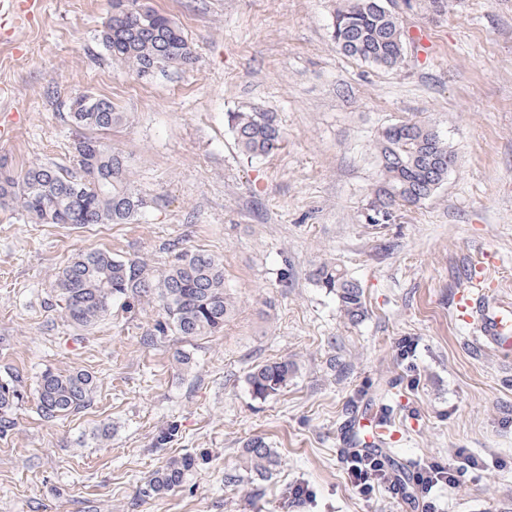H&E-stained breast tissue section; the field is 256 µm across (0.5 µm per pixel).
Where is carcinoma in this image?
<instances>
[{
  "mask_svg": "<svg viewBox=\"0 0 512 512\" xmlns=\"http://www.w3.org/2000/svg\"><path fill=\"white\" fill-rule=\"evenodd\" d=\"M394 0H342L334 10L332 37L348 57L394 69L406 60L407 34ZM112 59L141 77L181 68L194 60V49L170 17L145 0H112V17L100 31ZM72 98V123L91 132L75 142L72 169L33 165L14 173L0 165V208H17L30 224H132L151 207V200L131 188L126 158L97 134L125 120L106 98ZM227 126L240 152L258 159L279 150L284 134L276 116L258 108L226 113ZM379 186L373 211L389 218L394 207L417 206L447 179L456 155L448 141L428 122L408 120L384 128L376 141ZM316 283L338 299L345 316L359 322L366 316L361 286L340 270L322 265ZM55 287L65 317L88 328L111 315L112 302L146 301L158 307L150 336H177L192 341L224 330L233 304L224 284V264L207 250L180 248L164 267L153 269L138 259H121L100 249L81 253L57 275ZM295 374L286 359L259 366L248 376L252 395L266 400L280 394ZM97 382L85 370L44 371L35 390L36 411L45 421L78 413L94 401ZM25 391L17 378L0 377V438L16 429V410ZM244 453L251 469L271 474L276 453L262 439L247 443ZM193 454L171 458L139 489L144 497L164 495L182 486L198 468Z\"/></svg>",
  "mask_w": 512,
  "mask_h": 512,
  "instance_id": "carcinoma-1",
  "label": "carcinoma"
}]
</instances>
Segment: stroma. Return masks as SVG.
<instances>
[{"label":"stroma","instance_id":"obj_1","mask_svg":"<svg viewBox=\"0 0 512 512\" xmlns=\"http://www.w3.org/2000/svg\"><path fill=\"white\" fill-rule=\"evenodd\" d=\"M196 49L186 69L145 79L99 42L112 0H37L0 23V160L19 170L70 165L81 134L69 100L103 96L125 112L104 136L132 187L153 198L135 224H31L0 209V376L27 393L0 439V512H419L347 475L352 411L384 412L390 474L412 478L466 449L474 480L434 488V512H512V360L477 349L453 298L461 274L493 253L491 291L512 295V0H423L397 10L410 35L389 70L339 53L338 0H148ZM275 113V154L247 160L227 111ZM431 122L457 162L417 206L371 223L379 131ZM224 262L234 304L223 332L183 342L152 336L154 305L112 304L95 326L62 314L56 276L90 248L163 267L173 246ZM330 265L357 280L367 309L348 321L313 276ZM416 341L401 359L400 339ZM189 352V366L176 350ZM296 365L279 395L253 397L248 375ZM97 380L89 409L42 420L32 396L44 370ZM178 432L154 447L158 432ZM261 437L280 464L251 475L243 453ZM204 462L160 497L139 488L174 456ZM304 484L310 501L290 492Z\"/></svg>","mask_w":512,"mask_h":512}]
</instances>
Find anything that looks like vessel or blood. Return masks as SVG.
Masks as SVG:
<instances>
[{
  "instance_id": "vessel-or-blood-1",
  "label": "vessel or blood",
  "mask_w": 512,
  "mask_h": 512,
  "mask_svg": "<svg viewBox=\"0 0 512 512\" xmlns=\"http://www.w3.org/2000/svg\"><path fill=\"white\" fill-rule=\"evenodd\" d=\"M491 257L468 266L455 296V308L461 319L477 323L485 345L504 355L512 354V298L492 294L486 289V272ZM387 428L371 412L353 415L344 428L346 444L362 446L383 443Z\"/></svg>"
}]
</instances>
